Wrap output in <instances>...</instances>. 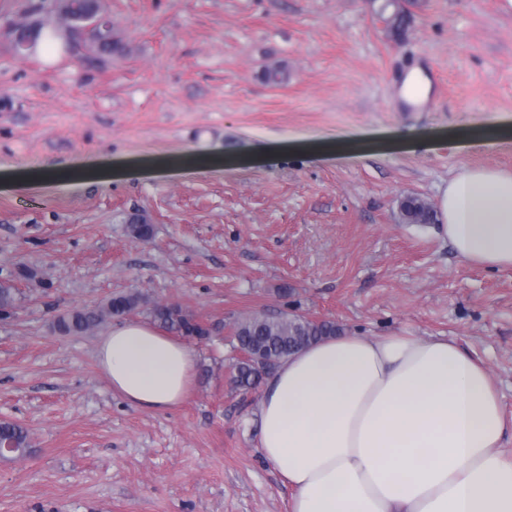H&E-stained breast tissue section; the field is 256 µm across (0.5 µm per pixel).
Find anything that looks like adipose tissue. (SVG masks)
<instances>
[{
	"label": "adipose tissue",
	"instance_id": "obj_1",
	"mask_svg": "<svg viewBox=\"0 0 512 512\" xmlns=\"http://www.w3.org/2000/svg\"><path fill=\"white\" fill-rule=\"evenodd\" d=\"M439 218L462 264L512 268L511 172L462 169ZM97 361L146 410L178 406L196 371L187 343L140 320L112 326ZM256 423L289 512H512L500 396L447 337L344 331L305 346L266 377Z\"/></svg>",
	"mask_w": 512,
	"mask_h": 512
}]
</instances>
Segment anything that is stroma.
<instances>
[{
    "instance_id": "stroma-1",
    "label": "stroma",
    "mask_w": 512,
    "mask_h": 512,
    "mask_svg": "<svg viewBox=\"0 0 512 512\" xmlns=\"http://www.w3.org/2000/svg\"><path fill=\"white\" fill-rule=\"evenodd\" d=\"M380 3L102 0L126 45L104 60L0 38V280L37 272L0 319V420L31 448L0 458V512H288L257 448L260 393L229 381V336L252 314L448 337L512 422V269L460 264L438 224L399 209L438 205L463 168L512 170V7L404 0L398 35ZM278 65L285 80L264 83ZM416 66L431 94L409 107ZM137 293L210 330L171 410L113 394L107 325L56 327ZM403 217L413 224H431L433 221L432 208L425 205L417 197L409 196L400 203Z\"/></svg>"
}]
</instances>
